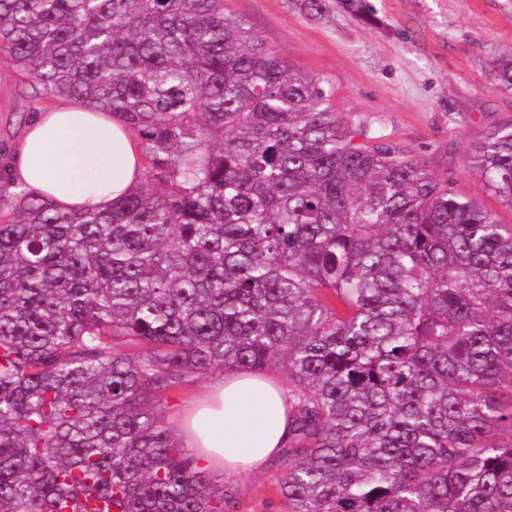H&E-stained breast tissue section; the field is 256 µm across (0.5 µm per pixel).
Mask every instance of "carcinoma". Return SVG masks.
<instances>
[{"label":"carcinoma","instance_id":"cac0c4a2","mask_svg":"<svg viewBox=\"0 0 512 512\" xmlns=\"http://www.w3.org/2000/svg\"><path fill=\"white\" fill-rule=\"evenodd\" d=\"M0 63L146 161L110 210L0 212V512H232L162 404L234 370L285 375L287 512H512L511 224L224 0H0ZM464 159L512 209V121Z\"/></svg>","mask_w":512,"mask_h":512}]
</instances>
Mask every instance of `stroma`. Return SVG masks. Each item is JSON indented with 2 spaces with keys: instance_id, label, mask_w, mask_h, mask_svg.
Listing matches in <instances>:
<instances>
[{
  "instance_id": "stroma-1",
  "label": "stroma",
  "mask_w": 512,
  "mask_h": 512,
  "mask_svg": "<svg viewBox=\"0 0 512 512\" xmlns=\"http://www.w3.org/2000/svg\"><path fill=\"white\" fill-rule=\"evenodd\" d=\"M374 24L331 9L315 18L304 0H224L225 9L302 74L335 89L336 111L349 127H366L425 159L460 195L479 200L501 223L502 206L467 168L464 155L492 125L512 121V91L492 62L512 49V0H368ZM32 97L0 65V166L29 113L51 107ZM282 473L218 471L235 485L234 512H279Z\"/></svg>"
}]
</instances>
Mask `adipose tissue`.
<instances>
[{
	"instance_id": "1",
	"label": "adipose tissue",
	"mask_w": 512,
	"mask_h": 512,
	"mask_svg": "<svg viewBox=\"0 0 512 512\" xmlns=\"http://www.w3.org/2000/svg\"><path fill=\"white\" fill-rule=\"evenodd\" d=\"M9 182L64 211L107 210L143 177L139 140L110 113L75 98L34 113L5 166ZM291 436L288 394L273 377L228 372L182 418L179 439L200 466L258 472Z\"/></svg>"
}]
</instances>
